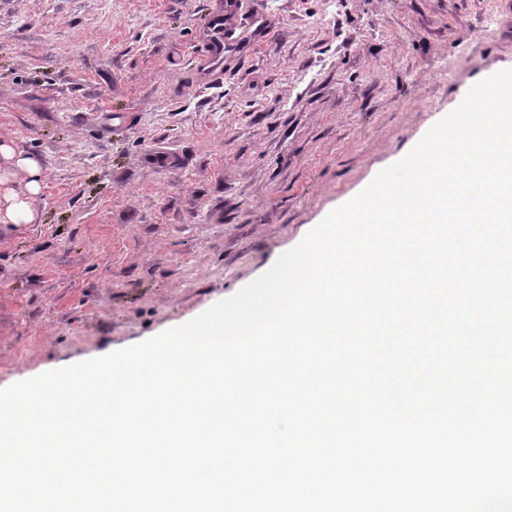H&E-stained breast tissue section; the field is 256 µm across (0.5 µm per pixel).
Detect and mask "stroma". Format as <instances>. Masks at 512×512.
Segmentation results:
<instances>
[{"label": "stroma", "instance_id": "1", "mask_svg": "<svg viewBox=\"0 0 512 512\" xmlns=\"http://www.w3.org/2000/svg\"><path fill=\"white\" fill-rule=\"evenodd\" d=\"M224 4L0 0V140L41 168L0 224V388L234 295L512 68V0ZM209 33L204 47V71L207 75H215L224 68V49L238 41L236 28L227 24L224 12H216L209 21ZM1 160L6 165L18 167L28 175L26 194L10 191L5 195V202L8 205L5 211L0 207V224H30L35 219V212L32 207V197L39 192L41 169L37 161L24 157L8 143H0V167Z\"/></svg>", "mask_w": 512, "mask_h": 512}]
</instances>
